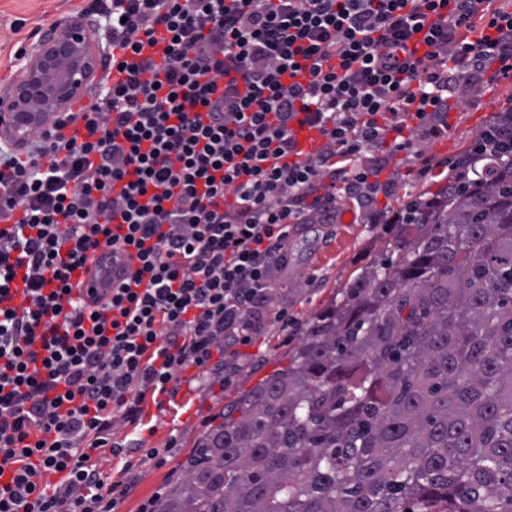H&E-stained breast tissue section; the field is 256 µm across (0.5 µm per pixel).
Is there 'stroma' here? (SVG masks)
<instances>
[{"label": "stroma", "mask_w": 512, "mask_h": 512, "mask_svg": "<svg viewBox=\"0 0 512 512\" xmlns=\"http://www.w3.org/2000/svg\"><path fill=\"white\" fill-rule=\"evenodd\" d=\"M97 0H0V92L13 82L18 51L30 49L49 24L82 14L100 21ZM458 108L443 137L422 142L427 154L450 160L471 146L476 133L497 111L512 104V82L501 80L490 89L466 83L455 87ZM389 171L398 181L395 195L386 201L398 208L401 201L445 183L439 171L422 175L405 155L393 157ZM383 225L362 213L351 222L302 224L288 244V263L276 272L274 315L263 330L240 348L225 367L203 375L187 371L175 396L163 406L154 400L143 405L141 424L119 431L115 439L128 453L114 456L108 449L92 453L91 460L113 481H123L124 497L118 512H143L164 496L183 476L182 466L198 441L223 420L224 407L262 378L287 362L297 344L296 323L327 306L351 273L387 253Z\"/></svg>", "instance_id": "stroma-1"}]
</instances>
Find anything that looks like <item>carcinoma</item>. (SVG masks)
I'll list each match as a JSON object with an SVG mask.
<instances>
[{
    "label": "carcinoma",
    "mask_w": 512,
    "mask_h": 512,
    "mask_svg": "<svg viewBox=\"0 0 512 512\" xmlns=\"http://www.w3.org/2000/svg\"><path fill=\"white\" fill-rule=\"evenodd\" d=\"M471 153L153 512H512V156L464 178Z\"/></svg>",
    "instance_id": "obj_1"
}]
</instances>
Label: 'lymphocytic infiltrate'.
Returning a JSON list of instances; mask_svg holds the SVG:
<instances>
[{
  "label": "lymphocytic infiltrate",
  "instance_id": "lymphocytic-infiltrate-1",
  "mask_svg": "<svg viewBox=\"0 0 512 512\" xmlns=\"http://www.w3.org/2000/svg\"><path fill=\"white\" fill-rule=\"evenodd\" d=\"M108 22L82 137L0 147V512H116L90 450L248 342L295 225L335 223L340 193L407 223L379 204L391 158L430 172L456 80L512 79L487 0H111ZM103 248L139 266L88 302Z\"/></svg>",
  "mask_w": 512,
  "mask_h": 512
}]
</instances>
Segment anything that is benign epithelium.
<instances>
[{
    "mask_svg": "<svg viewBox=\"0 0 512 512\" xmlns=\"http://www.w3.org/2000/svg\"><path fill=\"white\" fill-rule=\"evenodd\" d=\"M99 23L84 17L45 28L29 61L0 96V138L17 146L47 130L85 93L101 66L102 51L92 38Z\"/></svg>",
    "mask_w": 512,
    "mask_h": 512,
    "instance_id": "1",
    "label": "benign epithelium"
}]
</instances>
